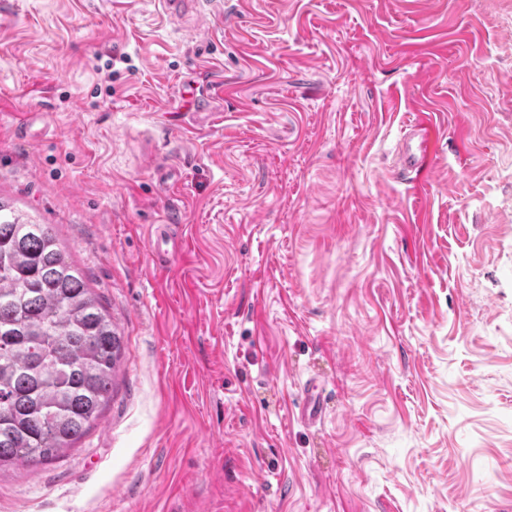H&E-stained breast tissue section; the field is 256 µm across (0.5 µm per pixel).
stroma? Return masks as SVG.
I'll list each match as a JSON object with an SVG mask.
<instances>
[{
	"instance_id": "35a3bbf8",
	"label": "stroma",
	"mask_w": 512,
	"mask_h": 512,
	"mask_svg": "<svg viewBox=\"0 0 512 512\" xmlns=\"http://www.w3.org/2000/svg\"><path fill=\"white\" fill-rule=\"evenodd\" d=\"M0 199L123 345L0 512H512V0H0ZM416 132L420 140L422 135L421 130L417 129ZM416 132L411 131L407 133L402 140V146L399 151L400 166L396 172L398 177H408L411 173L416 172L423 163V157L421 156L422 142L420 141L418 145L420 153H418L416 149H413V140L416 136ZM307 396L301 410V419L307 424H316L324 413L323 403L319 392H316L317 386L309 382L306 385Z\"/></svg>"
}]
</instances>
